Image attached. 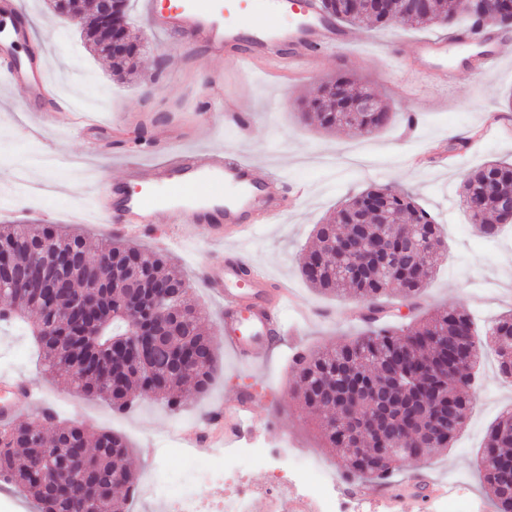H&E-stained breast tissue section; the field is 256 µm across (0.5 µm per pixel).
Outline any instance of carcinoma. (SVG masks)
I'll list each match as a JSON object with an SVG mask.
<instances>
[{"label": "carcinoma", "mask_w": 512, "mask_h": 512, "mask_svg": "<svg viewBox=\"0 0 512 512\" xmlns=\"http://www.w3.org/2000/svg\"><path fill=\"white\" fill-rule=\"evenodd\" d=\"M321 8L339 21L367 20L378 27L392 21L364 11L359 0H321ZM61 9L85 18L80 34L98 55L111 60L118 75L135 73L142 47L127 31V0H115L112 26L121 30L124 46L109 50L112 33L99 18L98 7L88 10L86 0H63ZM388 10L410 26L440 24L453 27L464 16L477 21L468 0H430L427 10L414 15L405 0H389ZM351 84L346 76L326 83L320 97L302 113L303 120L321 129L346 125L369 134L392 119L386 111L343 114L341 103L330 95L337 83ZM512 164L490 161L464 182L466 203L485 184L497 190L483 204L481 219L472 223L482 238L496 237L512 213L501 201L512 198L507 170ZM316 244L302 257L300 273L317 291L365 299L372 313L364 316L367 329L356 339L324 352L294 359L293 391L315 421L326 445L336 449L344 473L359 479L385 482L407 461H422L435 450L447 448L473 409L470 389L478 374L483 342L474 337V320L463 307L438 309L405 325L384 321L377 302L390 292L410 303L428 286L435 262L443 255L441 225L421 208L412 193L375 183L342 203L335 218L315 226ZM348 241L366 250L360 271L346 276L338 266L331 239ZM83 260L82 274L41 285L39 266L49 252ZM0 253L12 260L0 270V322H26L45 371L67 377L73 389L109 402L117 409L132 403V392L152 389L171 406L181 404L188 388L205 393L218 369V347L203 332L202 313L189 298L190 286L182 271L164 253L118 239H104L89 259L84 237L43 224H1ZM389 268L393 281L378 270ZM176 285L170 315L173 325L152 338L147 361L129 346L140 340L130 335L137 316L124 310L133 287L148 300L159 282ZM496 346L500 375L512 381V311L495 319L486 332ZM125 439L108 431L93 432L78 422H62L52 438L29 422L0 427V481L31 498L37 512H124L115 497L118 487L126 497L139 481L136 472L123 468L122 484L113 471L126 461ZM80 478L59 482L63 471ZM480 474L492 494L494 512H512V411L490 427L480 459Z\"/></svg>", "instance_id": "carcinoma-1"}]
</instances>
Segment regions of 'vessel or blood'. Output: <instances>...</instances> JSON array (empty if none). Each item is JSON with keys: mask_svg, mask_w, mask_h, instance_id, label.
<instances>
[{"mask_svg": "<svg viewBox=\"0 0 512 512\" xmlns=\"http://www.w3.org/2000/svg\"><path fill=\"white\" fill-rule=\"evenodd\" d=\"M144 9L156 31L269 74L306 72L322 52L363 40L357 29L328 20L320 0H168L162 8L155 0H144ZM22 15L17 0L0 5V84L23 89L27 104L44 109L56 99L40 46H31L23 57L15 53L27 41ZM501 42L491 27L477 32L463 28L416 41L412 54L421 78L445 85L465 66L482 74L490 71L500 60ZM308 192L306 184L287 185L270 165L235 150H174L141 175L137 186L110 183L101 188L95 206L107 228L129 236L153 234L162 214L169 223L202 229L213 244L228 245L224 259L205 266L202 278L209 292L224 302L225 347L239 363L256 370L284 334L289 294L249 260L244 245L264 225L280 223L288 207ZM21 396L40 411L53 408L4 375L1 421L13 418ZM253 403L251 392L241 391L228 404L215 406L205 425L183 430L185 447L203 449L209 428L220 427L228 414L248 418Z\"/></svg>", "mask_w": 512, "mask_h": 512, "instance_id": "b4317fda", "label": "vessel or blood"}]
</instances>
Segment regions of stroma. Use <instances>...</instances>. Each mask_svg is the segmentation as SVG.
Returning <instances> with one entry per match:
<instances>
[{
  "label": "stroma",
  "mask_w": 512,
  "mask_h": 512,
  "mask_svg": "<svg viewBox=\"0 0 512 512\" xmlns=\"http://www.w3.org/2000/svg\"><path fill=\"white\" fill-rule=\"evenodd\" d=\"M48 59L49 77L57 84L61 101L90 97L85 78L93 76L109 96L93 110L96 130L83 134L71 127L69 113L56 112L45 138L60 143L68 157L81 161L84 175L62 170L53 174L57 189L41 195L32 220L59 227L76 226L88 248L105 239L103 219L93 209L92 196L74 190L87 174L96 179L128 178L127 152L138 138L151 140L141 156L143 165L156 161L164 146L166 126L185 132V148H234L277 169L287 181L307 183L310 196L289 211L283 221L260 229L247 245L249 259L275 280L285 282L295 297L284 313L286 341L260 370L240 365L228 350L219 352L218 374L206 394L190 395L180 409L165 402L138 398L132 409L119 412L100 399L74 392L64 378L43 371L33 337L22 327H0V373L29 380L38 394L57 402L58 420H77L95 430L122 434L131 453L126 463L139 476L155 465L156 446L180 433L183 425L202 421L211 405L228 402L238 391L254 393L255 409L239 432L226 436L225 446H266L281 455L306 453L316 457L331 474L342 461L326 448L311 418L292 391V357L298 352L330 348L357 337L362 324L352 318L358 303L351 296L317 292L301 277L299 257L311 244L315 225L337 210L350 195L374 183L411 191L417 202L441 223L446 250L430 284L418 299L419 314L443 307L462 306L485 330L498 315L512 310V230L486 242L475 237L461 200V186L478 166L490 160L512 162V28L505 30L501 60L489 73L461 71L455 82L436 89L419 80L400 87L392 76L399 69L396 51L417 39L440 35L437 27L411 28L402 24L381 29L363 22L364 41L357 47H339L316 58L314 71L295 80H273L251 67L240 68L223 57H205L202 48L154 31L142 10V0H129V27L146 48L142 77L128 84L113 80L109 62L92 55L79 30L49 10L46 0H21ZM349 73L369 86L389 106L391 125L371 135L354 128L326 132L301 119L302 103L317 96L323 83ZM219 81L225 95L235 98L251 115L246 128L232 122L203 125L197 115L209 103L211 81ZM23 90L0 86V223L19 221L23 209L14 205L13 189L21 166L35 152L22 131L29 120L21 108ZM147 114L151 123L125 124L123 136L112 139L114 116ZM85 221L74 224L73 210ZM180 224L167 227L166 242L141 237L146 247L169 254L192 282L191 298L203 312V326L216 339L224 337L221 307L204 288L200 268L213 250L204 241L187 242ZM512 410V382L498 373L496 356L485 350L474 390V408L462 433L448 448L431 453L427 462L404 463L389 491L356 499V512H435L434 501L418 496L413 485L421 478L448 484L461 475L459 493L478 512L493 506L478 468L487 430L500 413ZM58 420L44 421L53 432Z\"/></svg>",
  "instance_id": "1"
}]
</instances>
